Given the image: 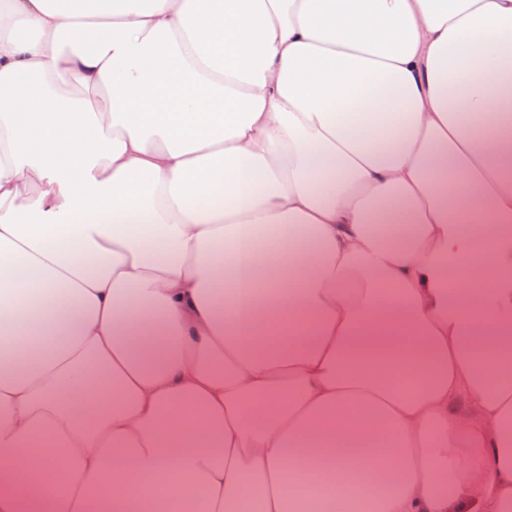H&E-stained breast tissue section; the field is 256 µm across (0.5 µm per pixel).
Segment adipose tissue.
I'll list each match as a JSON object with an SVG mask.
<instances>
[{
	"label": "adipose tissue",
	"mask_w": 512,
	"mask_h": 512,
	"mask_svg": "<svg viewBox=\"0 0 512 512\" xmlns=\"http://www.w3.org/2000/svg\"><path fill=\"white\" fill-rule=\"evenodd\" d=\"M510 365L512 0H0V512H512Z\"/></svg>",
	"instance_id": "ef3b65f1"
}]
</instances>
